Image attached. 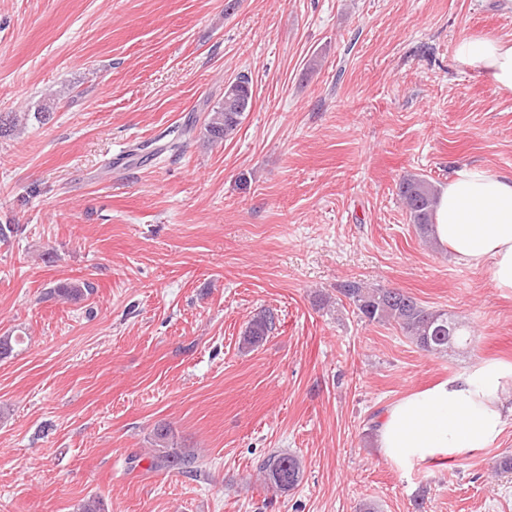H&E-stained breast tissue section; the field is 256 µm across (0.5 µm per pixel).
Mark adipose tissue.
Instances as JSON below:
<instances>
[{
    "label": "adipose tissue",
    "instance_id": "ef3b65f1",
    "mask_svg": "<svg viewBox=\"0 0 512 512\" xmlns=\"http://www.w3.org/2000/svg\"><path fill=\"white\" fill-rule=\"evenodd\" d=\"M454 54L498 90L512 92V37L466 39ZM433 238L461 266H490L494 287L512 298V174L493 175L475 164L457 168L439 193ZM511 406L512 367L479 361L390 405L377 446L402 468L464 458L496 442Z\"/></svg>",
    "mask_w": 512,
    "mask_h": 512
}]
</instances>
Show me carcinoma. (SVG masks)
<instances>
[{
    "label": "carcinoma",
    "mask_w": 512,
    "mask_h": 512,
    "mask_svg": "<svg viewBox=\"0 0 512 512\" xmlns=\"http://www.w3.org/2000/svg\"><path fill=\"white\" fill-rule=\"evenodd\" d=\"M253 103V85L246 75L239 76L224 91V99L214 105L205 119V136L211 141H226L238 129ZM50 105L43 104L40 111L6 112L0 114V137L8 136L26 124L28 116L38 121L50 119ZM398 197L411 224L420 238L432 239V224L438 200V190L432 181L407 174L398 183ZM336 291L354 305L360 318L378 324H394L415 346L432 355L448 352L471 344L463 321L442 309L429 308L408 292L399 288L368 287L359 281L341 283ZM89 282H64L51 289L50 295L66 302H78L93 294ZM276 329L272 311H259L248 323L242 336L241 347L252 350L260 346ZM149 469L156 472L187 473L196 463L198 454L190 448H180L172 429L167 424L153 428ZM263 484L267 489L286 493L299 486L303 477L299 458L288 453H272L259 466Z\"/></svg>",
    "instance_id": "cac0c4a2"
}]
</instances>
